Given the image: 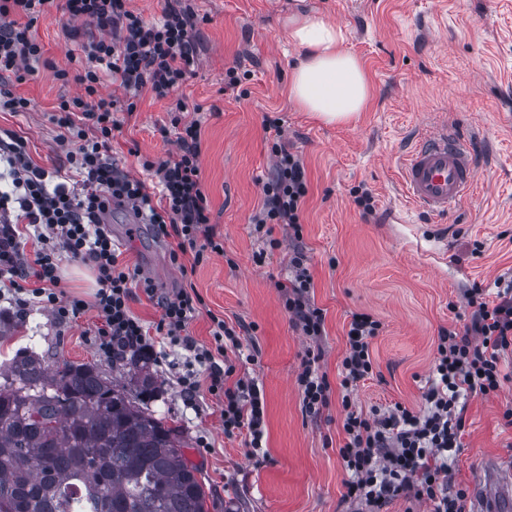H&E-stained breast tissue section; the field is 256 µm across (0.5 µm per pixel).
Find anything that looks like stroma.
Segmentation results:
<instances>
[{"label":"stroma","instance_id":"35a3bbf8","mask_svg":"<svg viewBox=\"0 0 512 512\" xmlns=\"http://www.w3.org/2000/svg\"><path fill=\"white\" fill-rule=\"evenodd\" d=\"M200 16L195 74L180 88L201 105V175L210 219L223 254L193 264L170 258L171 242L133 213L115 207L108 225L125 263L148 277L159 296L193 284L206 313L188 326L198 343L211 341L210 314L250 328L241 342L259 352L258 364L237 362V376L255 378L266 402V461L247 454L244 436L227 437L222 404L207 390L186 400L177 383L189 369L184 356L150 361L158 383L147 401L156 417L180 427L188 462L209 493V512H345L350 478L338 450L345 443L339 371L352 313L382 323L370 346L373 374L353 393L370 412L400 403L423 404L440 328L460 329L470 310L464 292L492 287L512 272V0H188ZM310 13L340 28L343 47L363 63L371 86L364 112L346 124L327 125L288 98V79L299 55L287 39L292 15ZM60 5L38 19L32 33L49 66L39 67L13 92L30 101L26 112H0V130L23 140L33 163L53 170L64 154L61 130L49 115L61 98L80 94L76 80L61 82L80 39L63 34ZM239 66L236 92L224 89V73ZM100 93L115 101L109 155L118 168L142 180L144 160L175 152L168 103L143 92L134 114L125 93L104 80ZM279 120L283 139L301 154L308 183L302 236L287 225L256 231L251 219L262 204L261 180L272 164L265 119ZM445 121L476 142L477 179L472 195L447 219L435 221L409 204L400 169L421 125ZM365 189L375 210L363 216L354 192ZM279 240L270 249L268 239ZM481 251H474V242ZM302 253L313 286L312 302L325 312L324 333L304 336L284 308L279 282ZM194 265L190 274L180 267ZM26 291L0 298V362L26 348L48 363H91L106 377L135 389L129 360L101 354L94 342V310L59 320L53 312L22 311ZM331 383L329 403L318 417L302 409L297 376L308 354ZM501 389L470 399L463 448L453 470L455 485L469 489L485 462L512 459V426L502 413L512 407V365ZM208 443L209 452L199 450Z\"/></svg>","mask_w":512,"mask_h":512}]
</instances>
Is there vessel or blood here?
Returning <instances> with one entry per match:
<instances>
[{
	"label": "vessel or blood",
	"instance_id": "1",
	"mask_svg": "<svg viewBox=\"0 0 512 512\" xmlns=\"http://www.w3.org/2000/svg\"><path fill=\"white\" fill-rule=\"evenodd\" d=\"M477 175L471 141L448 124L420 130L402 169L414 208L434 219L448 217L470 195ZM471 512H512V460L487 462L475 483Z\"/></svg>",
	"mask_w": 512,
	"mask_h": 512
}]
</instances>
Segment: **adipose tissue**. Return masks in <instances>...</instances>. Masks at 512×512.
I'll return each instance as SVG.
<instances>
[{
  "mask_svg": "<svg viewBox=\"0 0 512 512\" xmlns=\"http://www.w3.org/2000/svg\"><path fill=\"white\" fill-rule=\"evenodd\" d=\"M290 42L304 49L288 82V97L325 123H344L363 111L371 96L363 64L342 47L336 26L307 14L288 21Z\"/></svg>",
  "mask_w": 512,
  "mask_h": 512,
  "instance_id": "1",
  "label": "adipose tissue"
}]
</instances>
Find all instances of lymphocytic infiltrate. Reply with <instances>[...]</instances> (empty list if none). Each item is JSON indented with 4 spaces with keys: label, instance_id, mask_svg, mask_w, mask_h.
<instances>
[{
    "label": "lymphocytic infiltrate",
    "instance_id": "lymphocytic-infiltrate-1",
    "mask_svg": "<svg viewBox=\"0 0 512 512\" xmlns=\"http://www.w3.org/2000/svg\"><path fill=\"white\" fill-rule=\"evenodd\" d=\"M49 0H0V74L14 77L31 72L44 60V48L32 29L45 14ZM72 36H84L82 66L77 79L80 95L61 100L51 119L64 129L75 148L55 171L33 164L23 142H0V160L10 169L13 192H0V212L17 204L16 222L0 223V289L20 281H34L37 304L59 318L78 317L84 301L67 299L61 287L63 258L93 267L98 285L94 303L95 334L101 350L112 357L154 355L153 335L170 347L188 352L206 373L205 379L182 377V392L195 398L199 388L223 400L224 434L244 436L253 458L264 456L265 398L254 379L235 377L233 356L243 354L242 323L211 315L212 342L197 344L189 323L201 312L203 300L192 287H183L160 300L161 317L147 330L130 310L136 268L119 262L117 246L103 222L112 204L128 205L137 218L152 224L156 233L173 240L172 257L192 255L201 262L205 252H223L210 222L207 195L201 179V122L182 121L189 105L173 93L192 74L198 59V15L183 0H172L162 16L145 21L129 8V0H64ZM111 78L128 97L127 112H135L136 98L150 91L158 100L172 99L178 149L161 161H144L159 189L151 195L145 181L119 173L107 156L117 122L114 102L99 89ZM272 131L270 150L275 164L263 184L257 225L286 224L301 234V215L308 183L303 160L287 149L281 125L266 120ZM75 173L80 191H72L62 177ZM291 278L280 283L284 307L304 335L324 330L323 309L310 300L312 276L302 256L291 261ZM471 313L463 329H440L430 379L423 391L424 406L412 410L401 404L370 413L358 411L353 391L373 373L371 341L381 323L368 313L352 314L345 355L341 361L346 442L339 455L351 472L346 501L358 512H383L397 498L430 504L431 512H466L468 493L454 487L450 464L462 449L461 436L467 402L499 391L505 375L502 364L512 355V275L505 273L493 289H467ZM317 358L306 359L297 376L306 414H320L329 403L330 383Z\"/></svg>",
    "mask_w": 512,
    "mask_h": 512
}]
</instances>
